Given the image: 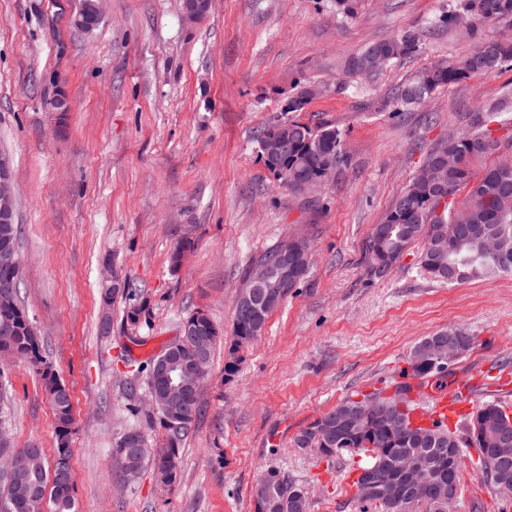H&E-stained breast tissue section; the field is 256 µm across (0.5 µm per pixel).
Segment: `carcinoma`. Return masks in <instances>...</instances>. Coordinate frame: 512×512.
Segmentation results:
<instances>
[{"label":"carcinoma","mask_w":512,"mask_h":512,"mask_svg":"<svg viewBox=\"0 0 512 512\" xmlns=\"http://www.w3.org/2000/svg\"><path fill=\"white\" fill-rule=\"evenodd\" d=\"M336 14L354 18L358 14L359 0H333ZM494 25L512 26V0H456L448 10L440 14L436 27L453 30L464 27L476 39L472 51L449 64L425 69L410 82L399 87L393 100L399 105L422 104L434 93L464 78L495 70L512 64V29L489 36L484 30ZM419 51V38L411 30L375 41L354 56L347 67V74L367 76L392 61L403 60ZM319 93V89L305 87L288 98L287 112H300ZM507 127L512 124V91L506 92L500 102L488 112H475L471 116L470 129L460 136L441 141L432 146L425 159L430 164L440 154L453 152L455 167L448 176V201L443 205L440 218L430 221L431 201L434 192L421 173L411 179L403 192L392 202L381 223L374 226L366 244V255L372 267L384 273L399 261L407 247L421 238L424 245L419 256L421 268L432 278L448 281V264L458 269L456 282L465 283L496 278L512 273V166L496 164L478 174L476 162L493 153L499 146L498 138L488 128L492 121ZM280 135L288 136V151L266 158L264 145ZM261 158L275 179L283 187L293 190L286 178H312L330 159L336 170L348 166L349 158L342 150V133L328 123L312 127L293 118L275 119L258 134ZM465 197L456 201L458 192ZM459 225L463 233L442 240L448 225ZM122 296L130 300L123 310L124 321L136 326L147 320L149 307L136 301L132 283L120 293L104 288L100 301L104 308L111 307ZM192 328L212 335V343L206 355H212L216 325L208 314L196 311L186 318ZM264 327H254L235 309L233 321L234 347L229 350L224 373L230 377L237 370V349L255 340ZM457 337L459 360L470 351L473 339L465 331L450 327L423 337L413 348L420 352L419 360L411 366L410 378L419 383L444 387V375L437 373L434 365L441 353L436 343L442 338ZM188 350L171 353L167 362L176 366L172 377L183 382L184 392L169 409L156 408L150 418L158 420L166 432L167 447L150 452L147 446L124 448L117 441L112 453L119 454L125 462V476L134 479L144 463L161 473V480L169 485L179 478L178 458L182 442L190 433L198 416L200 390L197 374L187 364ZM18 358L36 367L45 393L53 408L56 422V448L48 457L43 448H12L0 443V512H74L73 472L70 466L72 448V403L66 385L47 365L41 354L40 337L24 308L0 306V359ZM159 356H153L146 364L149 392L166 386L163 373L155 369ZM371 398H385L382 390L365 395L360 400L346 399L315 420L296 438L295 446L302 451L324 450L326 457L334 458L344 452H363L371 458L362 471H378L386 459L394 453L418 457L425 475L441 491L448 488V475L461 481L464 449L496 448L498 456L512 464V447L500 448L496 430L512 432V423L500 418L505 406L494 400L473 408L467 422L460 430L434 423L429 426L414 425L409 415L413 399H402L403 408L394 410V419L369 417L358 428L336 426L340 412L356 409ZM488 480L495 492L503 499L512 500V467L496 471ZM270 484L273 495L263 496L254 490V512H311V504L303 488L288 481L281 471L267 468L259 476L257 485ZM355 496L362 503L380 506L385 512H409L413 504L423 505L427 512H453L457 502L439 499L427 493L416 500L400 494L393 503L383 500L370 484L353 482Z\"/></svg>","instance_id":"carcinoma-1"}]
</instances>
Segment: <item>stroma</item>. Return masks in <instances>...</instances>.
<instances>
[{"mask_svg": "<svg viewBox=\"0 0 512 512\" xmlns=\"http://www.w3.org/2000/svg\"><path fill=\"white\" fill-rule=\"evenodd\" d=\"M448 3L362 0L350 21L328 0H214L208 19L188 24L179 0H103L101 21L85 32L70 23L77 0H0V150L13 162L20 303L72 397L75 512H254V485L271 466L305 489L312 512H379L347 482L368 457L303 453L300 431L388 385L414 345L446 327L474 339L448 389L472 373L512 370V274L435 281L418 264L419 240L383 274L365 254L429 147L512 86L506 65L425 104L393 102L423 69L473 49L467 33L432 27ZM407 29L425 33L418 53L351 88L349 59ZM311 85L321 92L296 118L338 127L349 164L297 195L277 185L256 137ZM60 92L70 104L62 116L52 108ZM185 237L194 247L171 273ZM292 237L308 241L310 269L225 377L235 297L250 266ZM106 258L136 283L150 317L127 325L115 303L103 335ZM197 311L221 337L181 475L166 486L147 465L124 481L112 448L129 427L150 447L165 443L145 417L146 362ZM0 383L13 447L52 450L54 416L34 368L0 365ZM476 461L467 449L457 512H500Z\"/></svg>", "mask_w": 512, "mask_h": 512, "instance_id": "35a3bbf8", "label": "stroma"}]
</instances>
